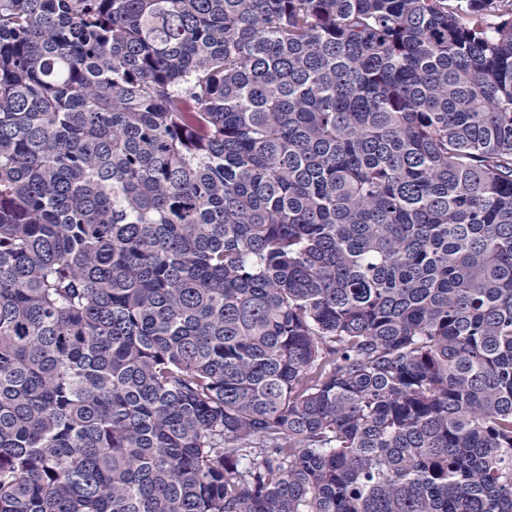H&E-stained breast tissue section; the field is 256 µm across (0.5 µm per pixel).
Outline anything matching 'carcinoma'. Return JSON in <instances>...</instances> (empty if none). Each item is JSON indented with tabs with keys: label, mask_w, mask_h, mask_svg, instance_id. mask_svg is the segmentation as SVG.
Segmentation results:
<instances>
[{
	"label": "carcinoma",
	"mask_w": 512,
	"mask_h": 512,
	"mask_svg": "<svg viewBox=\"0 0 512 512\" xmlns=\"http://www.w3.org/2000/svg\"><path fill=\"white\" fill-rule=\"evenodd\" d=\"M0 512H512V0H0Z\"/></svg>",
	"instance_id": "1"
}]
</instances>
